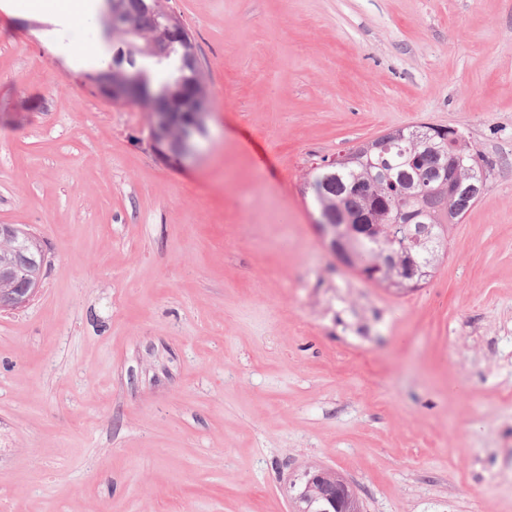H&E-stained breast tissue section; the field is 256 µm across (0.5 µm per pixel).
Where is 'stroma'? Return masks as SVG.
<instances>
[{
	"label": "stroma",
	"mask_w": 512,
	"mask_h": 512,
	"mask_svg": "<svg viewBox=\"0 0 512 512\" xmlns=\"http://www.w3.org/2000/svg\"><path fill=\"white\" fill-rule=\"evenodd\" d=\"M213 110L177 166L0 0V224L45 243L0 311V512H512V0H168ZM457 129L487 189L401 294L329 251L314 169ZM304 488L294 497V503L298 502L299 506L295 511L309 512L314 510L317 500L313 502L300 501L306 498V492L316 487L320 493L319 501L322 506L316 512H363L359 499L351 489L348 482L339 476L336 472L321 467L307 469L301 477V486Z\"/></svg>",
	"instance_id": "35a3bbf8"
}]
</instances>
